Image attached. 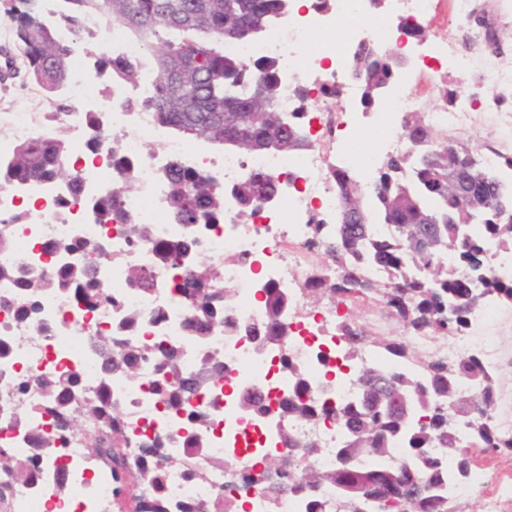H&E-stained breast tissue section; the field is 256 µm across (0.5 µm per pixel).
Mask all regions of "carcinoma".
<instances>
[{"mask_svg":"<svg viewBox=\"0 0 512 512\" xmlns=\"http://www.w3.org/2000/svg\"><path fill=\"white\" fill-rule=\"evenodd\" d=\"M18 2L24 9L14 6L7 11L15 40L32 78L52 93L67 76V71L51 59L54 47L59 45L54 28H42L36 0ZM251 3L252 0H63L59 20L77 32L82 17L95 14L106 27L140 43L145 49L143 60L101 54L96 64L109 73V85L114 88L138 83L147 66L156 71L153 93L139 105L155 113L169 130L222 145L224 130L231 127L239 138L237 149L248 154L306 150L310 141L299 123L304 113L294 112L288 118L277 107L281 86L275 63L259 58L243 64L224 55L225 43L256 37L273 16L288 8V0H265L258 11L251 8ZM186 45L194 46V78L176 96L170 76L183 67L180 50ZM359 55L356 72L364 84L362 106L372 108L389 76V61L376 46L360 50ZM257 85L263 89L259 95L254 94ZM82 121L94 131L89 140L91 150L98 151L102 141H108L116 168L112 191L98 197L94 209L105 220L120 221L128 237L143 239L145 228L119 211L121 199L136 188L134 172L121 157L120 139L100 130L96 112L83 113ZM403 123L412 141L431 138L418 114L405 117ZM460 158L469 162L473 173L492 180V203L512 208V179H504L466 149L450 153L448 147L441 146L388 157L365 187L350 171H333L339 202L353 207L358 219L366 218L368 223H338L333 230L320 223L312 225L311 244L331 259L336 277L313 272L306 282L309 297L326 294L340 305L376 295L389 314L402 324L405 333L397 339L371 342L362 328L346 319L339 320L336 340L343 342L347 361H354L367 344L383 356L409 361L414 355L407 337L432 333L462 335L472 311L483 306L484 298L468 294L467 270L470 262L482 253L486 239L512 251V221L484 224L477 213L472 223L482 225V235L467 233L456 197L438 194L431 188L435 181L448 180V168ZM408 167L415 172L412 181L404 178ZM6 172L25 180L66 179L73 191H79L75 162L60 135L51 140L19 143ZM162 179L174 219L187 225L223 220L227 194L238 202L239 215L246 222L257 208L259 197L275 191L266 175L248 176L221 189L214 184L212 174L190 169L180 160L168 162ZM375 224L390 225L391 234L386 238L375 236ZM190 248L189 239L167 245L161 252V264L176 266ZM447 252L453 255L450 264L444 262ZM367 265L382 268L384 279L366 278ZM193 276L209 289L186 310L185 326L191 332L224 329L288 347L292 331L282 323L281 316L288 306L287 296L267 289L263 322L241 327L224 319L220 271L210 264H197ZM94 277L92 267L77 263L61 268L52 278L30 273L23 281L20 296L4 305H13L18 315L26 316L35 309L36 298L42 293L66 287L79 294L90 292L100 304L117 305L111 294L93 288ZM129 285L149 291L154 285L153 275L133 271ZM485 289L488 296L512 304V282L491 275ZM450 302L458 305L452 320L443 314ZM88 336L100 354L101 372L107 379L120 376L134 381L143 363L152 361L157 365L159 374L154 391L166 397L171 408L188 410L182 446L191 454L202 453L205 440L201 429L207 418L190 409L188 401L208 383L224 378V362L212 360L206 363L202 374L189 375L182 371L179 349L162 341L149 346L121 345L112 335L95 329ZM280 369L297 383L295 394L279 404L281 417L292 422H335L346 436L344 454L355 459V463L336 470H320L300 467L296 464L298 458L291 454L284 458L275 450L261 456L260 467L253 468L247 478L248 486L271 498L297 493L307 500L306 512H320L318 490L325 486L335 487L349 506L363 504L367 497L376 498L373 512H448V495L444 491L447 461L453 460V477L457 481L462 471H470L469 460L459 453L460 438L484 448L512 450V435L501 433L493 420L495 404L490 384L495 373L474 354H464L450 362L430 360L423 379L363 366L358 378L362 387L360 400L334 406L314 394L305 370L284 351ZM463 380L473 382L482 391L484 413L469 417L470 428L461 432L455 429V421L459 415L468 413L471 401L458 392ZM36 383L42 393L41 404L55 418V431H43L27 413L15 417L14 422L32 434L37 448L51 454L56 448L57 433L82 435L86 447L112 463L114 496L125 499L131 488L160 490L163 469L145 454L129 451L135 435L130 428L116 424L123 413L106 390L82 392L78 375L69 371L44 374ZM239 405L254 415H263L268 410L260 393L243 396ZM396 444L402 447L405 460L397 465L380 464ZM1 473L24 480L30 475L29 462L18 457L14 449L0 447Z\"/></svg>","mask_w":512,"mask_h":512,"instance_id":"cac0c4a2","label":"carcinoma"}]
</instances>
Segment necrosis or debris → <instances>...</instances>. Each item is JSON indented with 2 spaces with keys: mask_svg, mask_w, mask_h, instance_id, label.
<instances>
[{
  "mask_svg": "<svg viewBox=\"0 0 512 512\" xmlns=\"http://www.w3.org/2000/svg\"><path fill=\"white\" fill-rule=\"evenodd\" d=\"M431 2L389 0L383 15L364 7L349 25L344 17L351 0H315L307 10L292 9L274 16L265 32L254 39L225 44V55L238 61L270 58L277 62L283 88L281 111L291 112L300 106L294 89L301 83L307 85L309 96L301 106L317 124L308 152L246 158L233 152L209 155L173 138L154 113L134 106L113 109L110 131L120 138L123 157L135 165L137 173V188L123 197L121 210L145 226L147 236L139 242L128 238L121 224L100 223L88 209L90 199L110 188L114 170L106 150L87 156L79 120L61 125L56 116L47 113L0 108V158L9 156L20 141L61 135L77 148L81 183V194L76 197L70 186L52 179L0 182V227L10 232L9 246L0 248V268L13 271L12 276L0 277V346L8 348L7 354L0 355V445H9L32 464L28 480L11 483L0 501V512H112L111 469L92 457L83 437L65 435L57 452L39 456L34 441L13 423L19 412L39 410L35 377L64 370L77 372L87 389L107 388L110 398L123 407L124 422L136 423L139 445L150 449L165 471L162 493L142 492L144 503L154 512H179L185 505L193 512H213L216 493L230 491L245 495L248 512H305L300 495L287 493L273 499L248 489L245 483L255 450L271 447L272 436L266 419L241 413L238 398L255 390L274 409L287 397L293 382L279 369V350L261 352L248 337L225 332H208L202 342L189 340L184 319L194 295L174 291V281L183 280L184 275L161 265L160 249L193 238V255L206 258L222 271L224 316L230 321L260 323L265 317L266 290L286 295L288 320L294 330L289 357L306 368L314 385L327 381L338 398L357 399L359 388L352 369L336 350V317L306 307V285L296 269L320 258L319 250L307 246L312 222L336 221V183L330 174L333 162L367 173L382 156L412 152L413 144L401 121L413 109V99L405 88L413 81L414 71L396 73L398 91L389 100L388 115L376 122L377 132L369 144L355 148L350 138L339 136L337 110L354 105V90L344 83L352 53L366 40L390 44V17L421 19ZM327 31L335 33V40H322ZM174 158L194 169L218 172L227 183L256 173L279 176V197L275 205L262 207L242 224L238 204L228 196L223 223L187 227L171 216L161 177L162 167ZM88 240L104 241L111 262L96 264L94 256L81 248ZM65 263L95 265L97 286L112 294L115 306L58 288L40 297L28 318H18L7 307V300L21 291L23 272L48 274ZM134 269L156 274L153 290L142 292L129 286V273ZM128 312L137 317L134 325L123 323ZM492 313L489 306L476 311L473 333L451 342L418 337L419 348L423 354L434 353L448 360L475 350L486 366L495 367L502 358L503 344L486 332ZM92 327L126 336L134 343L159 337L179 346L186 373H200L206 359L223 360V380L191 401L195 410L211 417L204 430L207 446L202 456L179 455L185 418L171 412L166 401L155 394L153 363L143 364L135 382L102 379L87 336ZM291 428L296 437L316 444L314 466L335 467L336 450L343 439L341 429L319 420L295 421ZM216 458L221 461L217 467L212 464ZM200 468L205 469L206 479L194 477V470ZM60 481L67 487L63 496L55 492Z\"/></svg>",
  "mask_w": 512,
  "mask_h": 512,
  "instance_id": "obj_1",
  "label": "necrosis or debris"
}]
</instances>
